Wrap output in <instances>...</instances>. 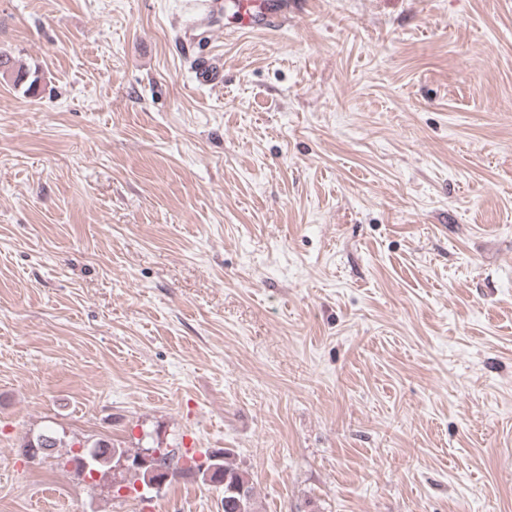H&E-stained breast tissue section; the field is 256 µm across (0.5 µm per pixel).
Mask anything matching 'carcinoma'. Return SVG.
I'll return each instance as SVG.
<instances>
[{
    "instance_id": "carcinoma-1",
    "label": "carcinoma",
    "mask_w": 512,
    "mask_h": 512,
    "mask_svg": "<svg viewBox=\"0 0 512 512\" xmlns=\"http://www.w3.org/2000/svg\"><path fill=\"white\" fill-rule=\"evenodd\" d=\"M2 66L7 67L13 85L25 84L27 90H33L37 79L30 78L28 70L15 66L9 55L0 53V67ZM64 445L65 442L56 432L46 431L28 441L24 449L32 450L31 458L34 459ZM145 452L144 448L133 452L102 439L92 442L87 440L82 444V451L72 455V461L84 460V464L75 465L79 474L90 476L96 472L105 475L110 470L118 471L141 481L147 488L152 487L155 482L167 484L180 475H191L205 484L221 489L223 512H256L253 486L248 474L224 461V450L206 451L211 462L204 470L198 469L194 456L185 453L178 455L175 450L166 448L153 449L155 458L151 464L143 466L139 461L145 456Z\"/></svg>"
}]
</instances>
